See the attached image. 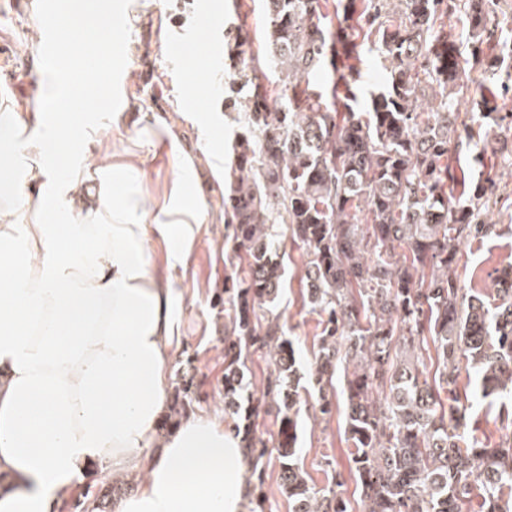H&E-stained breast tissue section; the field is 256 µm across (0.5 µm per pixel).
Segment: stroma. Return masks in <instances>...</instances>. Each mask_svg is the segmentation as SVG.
<instances>
[{
	"label": "stroma",
	"instance_id": "1",
	"mask_svg": "<svg viewBox=\"0 0 512 512\" xmlns=\"http://www.w3.org/2000/svg\"><path fill=\"white\" fill-rule=\"evenodd\" d=\"M31 0H0V41L10 55L0 63V92L13 98H33L41 75L36 65L41 46L30 44L29 34L36 22ZM139 20L131 30L134 51L127 56L126 79L118 80L121 98L143 114L166 113L172 137H161L140 148L143 166L150 175L149 192L172 183L180 171L175 152L200 156L199 187L207 213H223L224 187L216 182L208 163L212 150L230 153L239 127L235 114L224 109V87L219 75L236 61L222 50L211 65L207 78L199 82L202 96L190 106L180 98L184 90V70L180 64L193 41L209 44L224 38L230 26L242 27L252 42L260 44L264 16L260 0H214L209 17L198 14V0H137ZM170 50H163V41ZM484 174L496 183V203L490 218L502 228L500 236L472 240L462 245L457 273L465 287L492 294L504 271L512 267V166L501 152L485 156ZM200 244L190 253L185 270L179 271L178 287L186 291L183 309L185 346L172 364L173 369L192 367L195 393L192 413H224V247L225 227L208 224ZM286 274L278 306L294 343L300 372H307L317 350L318 317L310 313L302 299L300 252L287 246ZM317 392L303 391L300 414L298 463L316 488L342 482V493L352 512H362L360 494L350 474L348 444L345 440V405L337 403L332 416L315 417L310 404Z\"/></svg>",
	"mask_w": 512,
	"mask_h": 512
}]
</instances>
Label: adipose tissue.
Segmentation results:
<instances>
[{
  "label": "adipose tissue",
  "mask_w": 512,
  "mask_h": 512,
  "mask_svg": "<svg viewBox=\"0 0 512 512\" xmlns=\"http://www.w3.org/2000/svg\"><path fill=\"white\" fill-rule=\"evenodd\" d=\"M113 0L40 4L32 39L54 36L38 104L0 98V512H59L96 472L137 479L114 512H249L252 465L216 416L166 436L170 363L182 341L184 293L175 272L201 235L192 155L161 204L149 205L136 153L104 123L168 133L114 103L107 63L127 30L107 25ZM100 61L91 85L78 63ZM91 101L86 112L65 102ZM166 245L163 261L147 250Z\"/></svg>",
  "instance_id": "1"
}]
</instances>
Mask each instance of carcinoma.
<instances>
[{
	"instance_id": "carcinoma-1",
	"label": "carcinoma",
	"mask_w": 512,
	"mask_h": 512,
	"mask_svg": "<svg viewBox=\"0 0 512 512\" xmlns=\"http://www.w3.org/2000/svg\"><path fill=\"white\" fill-rule=\"evenodd\" d=\"M500 0H263L264 56L224 72L237 140L224 189L231 271L224 275V412L252 470L276 453L290 512H351L336 487L310 485L296 462L303 376L274 303L282 287L279 225L301 250L303 303L319 316L310 374L331 416L344 372L346 441L363 512H512V282L493 302L456 274L461 245L491 237L490 179L463 184L512 92V25ZM387 72L358 86L359 47ZM277 74L272 93L263 66ZM322 72L326 85L313 89ZM270 371L250 391L247 359ZM180 376L161 429L188 413ZM500 400L501 436L478 435L468 391ZM276 445L257 434L261 405ZM112 483L87 486L66 512H111Z\"/></svg>"
}]
</instances>
